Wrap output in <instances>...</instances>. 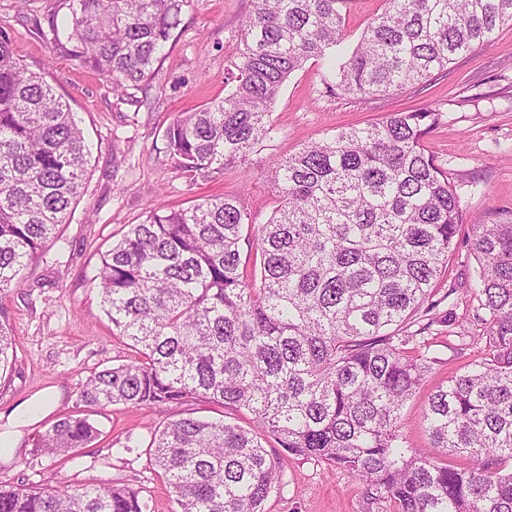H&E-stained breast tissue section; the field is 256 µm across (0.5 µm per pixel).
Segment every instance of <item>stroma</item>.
Wrapping results in <instances>:
<instances>
[{"label":"stroma","instance_id":"obj_1","mask_svg":"<svg viewBox=\"0 0 512 512\" xmlns=\"http://www.w3.org/2000/svg\"><path fill=\"white\" fill-rule=\"evenodd\" d=\"M249 8L250 0H187L152 82L155 107L147 111L118 100L104 76L55 46L50 23L62 18V0H27L22 6L0 0V27L9 33L16 57L28 70L45 74L81 118L92 144L86 191L60 240L49 244L24 270L22 285L0 300L13 334L12 366L0 380V413L46 388L60 392L50 414L24 428L13 456L0 461L1 483L45 487L111 479L141 488L151 512H173L172 497L144 448L115 451L116 440L146 434L166 421L167 409L94 410L90 418L100 436L74 462L38 450L41 434L72 407L86 379L130 357L113 334L92 280L124 226L142 221L150 206L185 208L206 196L238 193L257 222H265L273 196L264 174L282 158L327 130L437 106L442 118L426 149L447 170L463 212L447 282H463L476 270L467 242L471 224L494 211H512V24L500 28L491 43L457 57L447 72L400 94L318 96L320 65L308 60L289 76L270 108L280 134L272 147L254 155L250 179L235 171L195 177L176 171L165 151V130L176 115L223 97L226 58ZM464 334L462 350L445 324H434L426 334L425 353L433 362L404 408L411 447L430 446L419 419L430 393L484 353L483 324L466 323ZM268 449L280 458L284 485L270 494L265 512H391L389 502L367 501L362 483L346 471L285 453L273 442Z\"/></svg>","mask_w":512,"mask_h":512}]
</instances>
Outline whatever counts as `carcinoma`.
<instances>
[{"label":"carcinoma","instance_id":"obj_1","mask_svg":"<svg viewBox=\"0 0 512 512\" xmlns=\"http://www.w3.org/2000/svg\"><path fill=\"white\" fill-rule=\"evenodd\" d=\"M187 0H65L53 40L141 104ZM224 72V97L165 132L186 175L250 171L278 134L270 107L311 58L324 92L377 96L423 85L512 23V0H384L348 50L346 0H251ZM434 107L391 112L302 147L267 172L276 205L258 224L238 194L157 204L101 257L100 304L131 358L91 374L41 435L78 457L100 430L88 410L210 403L252 416L180 412L147 454L175 512H264L282 480L266 448L347 471L393 512H512V213L471 225L475 275L462 284L486 328L483 356L430 396L434 452L407 445L403 413L430 368L408 346L434 323L436 288L462 221L457 192L425 149ZM90 147L45 74L26 69L0 28V297L59 237L86 183ZM419 325L413 332L412 325ZM12 330L0 305V378ZM448 456L471 466L456 468ZM0 512H150L141 490L0 484Z\"/></svg>","mask_w":512,"mask_h":512}]
</instances>
